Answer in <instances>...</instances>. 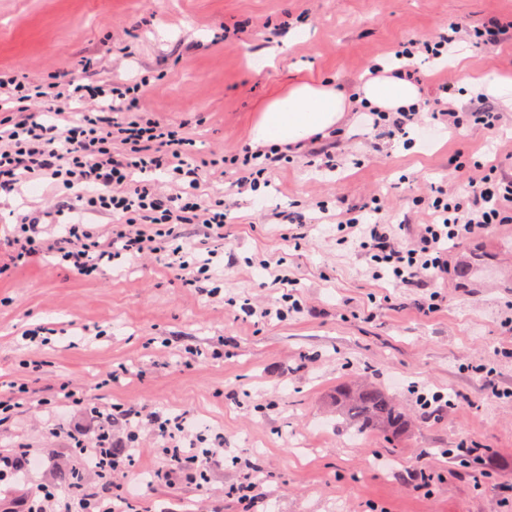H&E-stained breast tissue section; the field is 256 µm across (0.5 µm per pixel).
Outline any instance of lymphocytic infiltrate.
<instances>
[{"label": "lymphocytic infiltrate", "mask_w": 512, "mask_h": 512, "mask_svg": "<svg viewBox=\"0 0 512 512\" xmlns=\"http://www.w3.org/2000/svg\"><path fill=\"white\" fill-rule=\"evenodd\" d=\"M461 30L459 23L451 21L446 31L430 38L398 43L393 54L403 63L400 76L414 78L416 56L431 61L442 58ZM451 89L445 82L439 85L438 96L421 99L412 108L373 113V124L386 126L392 136L404 139L427 117L451 129L476 126L492 132L498 128L501 115L487 101H479L469 112L452 111L445 98ZM39 99L47 101L53 122L41 121L38 113L32 112V103ZM76 101L86 105L77 116L71 111ZM1 107L7 113L0 115V188L47 177L58 187L77 189L81 209L107 211L121 218L120 223L111 225L103 242L85 225L70 224L61 246L42 238L39 220L16 224L12 243L17 265L39 262L51 254L73 273L90 276L115 256L150 255L166 268L180 271L186 285H195L209 274L219 254L214 244L224 238V200L200 194L202 169L217 171L230 163L250 170L251 179L238 184L243 190L257 187L261 178L286 158L281 149L259 147L228 158L216 155L199 167L185 163L188 138L154 117L137 81L117 86L97 81L43 83L0 72ZM156 170L170 175L168 186L134 179L135 173ZM92 184L96 192L87 193ZM422 203L432 215L431 222L392 224L381 217L380 197H372L366 211L374 214V221H363L365 210H350L336 223V240L364 251L373 280L423 292L428 310L434 311L443 300L436 285L448 280L449 246L512 224V178L498 175L492 167L483 169L463 182L434 187ZM184 224L202 225L207 236L192 259L178 243L179 228ZM152 425L159 453L168 462L160 479L172 484L188 477L181 446L191 436L187 418L159 414ZM69 437L80 456L105 477L124 472L137 454L133 448L125 454L114 453L106 429L90 435L75 430Z\"/></svg>", "instance_id": "lymphocytic-infiltrate-1"}]
</instances>
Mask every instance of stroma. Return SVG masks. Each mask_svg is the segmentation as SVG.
Masks as SVG:
<instances>
[{"label":"stroma","mask_w":512,"mask_h":512,"mask_svg":"<svg viewBox=\"0 0 512 512\" xmlns=\"http://www.w3.org/2000/svg\"><path fill=\"white\" fill-rule=\"evenodd\" d=\"M492 18L512 26V0H0V69L64 83L89 62L97 78H147L155 116L186 128L193 145L185 159L196 164L248 145L264 105L295 80L330 79L351 97L399 42L451 20L471 31ZM453 48L463 69L419 62L423 91L446 74L512 80L502 64L512 40L479 48L462 37ZM499 110V133H451L428 119L410 146L352 112L341 134L289 148L258 192L237 194L232 166L223 179H202L201 193L223 195L226 213L214 296L137 257L91 277L49 261L14 265L12 224L64 198L47 179L1 190L0 385L18 378L24 359L41 368L35 396L0 420V452L25 463L24 479L0 484V512H22L45 485L67 491L63 465L81 468V493L107 504L123 497L124 512H512V403L490 390L512 388L500 325L512 300V227L475 239L487 262L474 277L450 270L445 300L431 312L420 295L367 276L363 252L337 245L335 224L315 206L328 200L338 214L377 195L383 218L416 224L418 199L461 180L454 158L497 162L512 176V107ZM288 209L313 219L305 239L283 240L276 215ZM261 259L282 262L297 279L298 307L286 319L242 310L248 299L281 305ZM38 325L55 330L53 345L26 347L22 331ZM478 364L494 367L493 379L475 373ZM124 366L131 376L109 382ZM359 380L397 397L411 431L363 436L346 425L336 393ZM418 385L447 393L451 406L423 411ZM65 387L123 406L112 420L114 447L159 413L211 421L206 435L222 437L225 452L200 485L159 482L167 462L149 453L103 480L67 436L93 424L57 403ZM464 442L489 449L498 467H461L454 450ZM419 468L432 479L416 489L410 476ZM142 475L149 483L132 493Z\"/></svg>","instance_id":"stroma-1"}]
</instances>
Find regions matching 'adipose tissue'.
Listing matches in <instances>:
<instances>
[{
  "label": "adipose tissue",
  "mask_w": 512,
  "mask_h": 512,
  "mask_svg": "<svg viewBox=\"0 0 512 512\" xmlns=\"http://www.w3.org/2000/svg\"><path fill=\"white\" fill-rule=\"evenodd\" d=\"M420 96L417 84L385 72L362 83L354 100L331 81L301 79L265 104L252 137L268 146L297 145L337 130L354 101L393 111L416 103Z\"/></svg>",
  "instance_id": "obj_1"
}]
</instances>
